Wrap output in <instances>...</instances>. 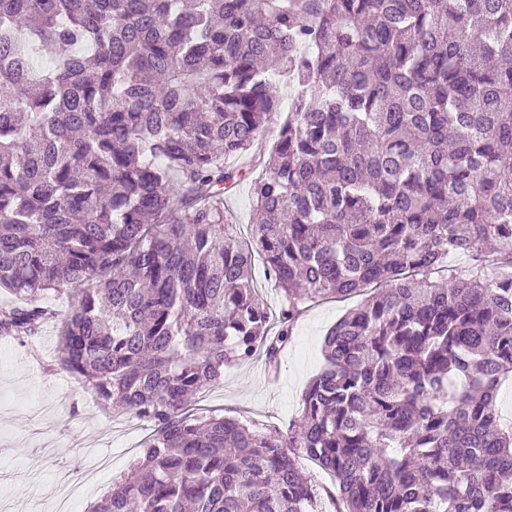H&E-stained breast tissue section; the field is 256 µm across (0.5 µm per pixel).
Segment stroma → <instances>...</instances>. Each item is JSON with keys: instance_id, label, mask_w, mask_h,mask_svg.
<instances>
[{"instance_id": "obj_1", "label": "stroma", "mask_w": 512, "mask_h": 512, "mask_svg": "<svg viewBox=\"0 0 512 512\" xmlns=\"http://www.w3.org/2000/svg\"><path fill=\"white\" fill-rule=\"evenodd\" d=\"M361 301L357 295L308 303L277 374L267 375L259 360L226 368L223 383L200 394L202 413L287 432L323 367L327 330ZM57 342L52 324L21 341L0 337V512H56L75 481L76 512H92L152 432L128 412L99 408L75 377L54 366Z\"/></svg>"}]
</instances>
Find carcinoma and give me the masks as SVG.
<instances>
[{"label": "carcinoma", "instance_id": "carcinoma-1", "mask_svg": "<svg viewBox=\"0 0 512 512\" xmlns=\"http://www.w3.org/2000/svg\"><path fill=\"white\" fill-rule=\"evenodd\" d=\"M492 245L497 277L436 278ZM370 285L288 434L189 414ZM0 289L1 336L56 324L55 365L155 423L94 512H315L302 459L336 512H512V0H0ZM250 180H245L231 194L224 196V208L237 224L240 240L251 239L252 200L250 196ZM265 270L266 264L263 257L255 253L252 260L254 288L265 306L272 314H275L278 311L281 297L279 291L274 288V282L266 278Z\"/></svg>", "mask_w": 512, "mask_h": 512}]
</instances>
